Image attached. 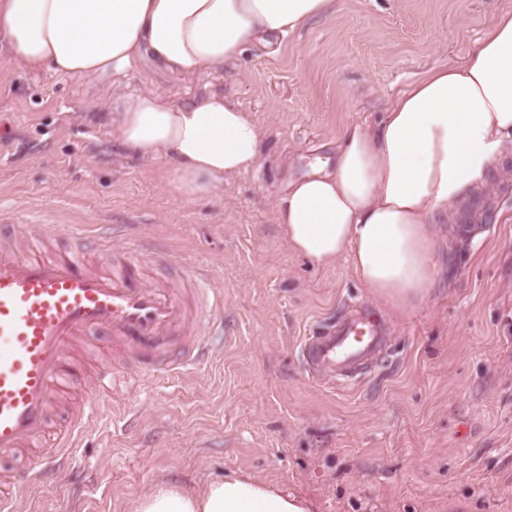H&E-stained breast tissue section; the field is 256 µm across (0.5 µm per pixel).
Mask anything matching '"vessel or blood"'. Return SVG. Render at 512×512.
Here are the masks:
<instances>
[{"label": "vessel or blood", "mask_w": 512, "mask_h": 512, "mask_svg": "<svg viewBox=\"0 0 512 512\" xmlns=\"http://www.w3.org/2000/svg\"><path fill=\"white\" fill-rule=\"evenodd\" d=\"M40 230L45 253L25 255L19 225L0 224V457H25L22 467L0 472V512H7L13 490L52 492V476L107 393L208 362L205 336L224 320V291L208 269L171 263L143 243L125 245L121 226L93 234L76 224ZM98 333L109 337L112 356L96 361L66 429L53 447H43L52 411L81 381L86 340ZM390 338L387 326L355 306L304 337L305 370L336 384L371 365Z\"/></svg>", "instance_id": "b4317fda"}]
</instances>
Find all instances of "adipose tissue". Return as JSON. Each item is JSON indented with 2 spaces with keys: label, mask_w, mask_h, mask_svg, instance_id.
<instances>
[{
  "label": "adipose tissue",
  "mask_w": 512,
  "mask_h": 512,
  "mask_svg": "<svg viewBox=\"0 0 512 512\" xmlns=\"http://www.w3.org/2000/svg\"><path fill=\"white\" fill-rule=\"evenodd\" d=\"M335 13L336 0H0V41L24 69L115 85L145 66L209 75ZM111 123L127 154L162 162L163 181L184 202L216 196L225 178L259 165L260 126L219 91L186 101L154 90L116 94ZM508 154L512 11L492 19L461 63L420 75L376 126L345 125L333 168L290 182L274 199V219L315 265L349 257L375 297L420 307L437 280L430 224ZM310 509L305 498L240 475L193 491L160 482L130 505V512Z\"/></svg>",
  "instance_id": "obj_1"
}]
</instances>
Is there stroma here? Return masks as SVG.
<instances>
[{
  "label": "stroma",
  "mask_w": 512,
  "mask_h": 512,
  "mask_svg": "<svg viewBox=\"0 0 512 512\" xmlns=\"http://www.w3.org/2000/svg\"><path fill=\"white\" fill-rule=\"evenodd\" d=\"M507 10L512 0H339L231 76L124 78L127 95L224 91L260 125L259 167L191 203L159 163L122 152L111 90L21 69L0 42V221L129 224L224 290L213 359L106 403L54 492L16 491L18 512H129L154 483L192 491L233 474L314 512H512V157L433 225L438 286L411 310L373 296L348 259L320 267L295 253L272 213L287 180L334 161L346 124L377 122L389 97L461 61ZM360 303L390 327V347L354 378L313 384L301 339Z\"/></svg>",
  "instance_id": "1"
}]
</instances>
